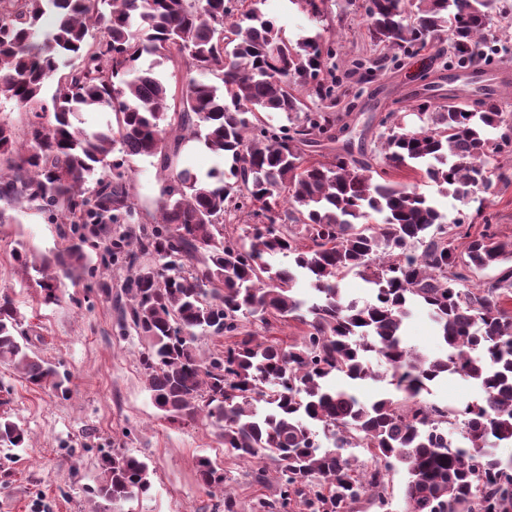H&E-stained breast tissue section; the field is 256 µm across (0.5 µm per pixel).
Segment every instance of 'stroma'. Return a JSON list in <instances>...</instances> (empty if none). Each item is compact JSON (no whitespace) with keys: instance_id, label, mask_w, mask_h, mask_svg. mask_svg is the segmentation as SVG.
Instances as JSON below:
<instances>
[{"instance_id":"obj_1","label":"stroma","mask_w":512,"mask_h":512,"mask_svg":"<svg viewBox=\"0 0 512 512\" xmlns=\"http://www.w3.org/2000/svg\"><path fill=\"white\" fill-rule=\"evenodd\" d=\"M259 8L291 40L324 27L334 33L337 55L325 68L346 92L337 110L350 115L352 152L373 149L379 133L375 116L405 111L407 129L415 130L421 125L410 110L415 100L425 96L442 103L448 96L452 60L428 55L433 83H418L412 59L371 42L356 0H328L324 24L308 18L293 0H261ZM365 66L374 67L372 78H363ZM131 166L139 206L146 219L156 218L161 198L156 161L137 157ZM421 190L448 221L480 209L492 215L499 237L512 242V183L494 182L488 193L464 201L440 194L431 183ZM6 214L8 223H0V295H8L24 316L35 351L69 372L70 383L63 396L0 365V387L9 391L6 409L30 435L26 448L0 447V512H92L87 490L100 456L112 450L144 459L155 471L151 492L131 502L132 512H212L215 499L196 477L202 456L223 468L226 488L238 498L241 512H251L257 497H273L277 482L252 483L251 464L225 453L217 428L201 420L172 424L163 417L144 388L140 337L120 330L116 312L98 288L66 280L58 302L44 303L35 280L19 270L14 250L22 244L39 256L55 251L62 244L60 227L34 208H10Z\"/></svg>"}]
</instances>
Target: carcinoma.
<instances>
[{"label": "carcinoma", "instance_id": "1", "mask_svg": "<svg viewBox=\"0 0 512 512\" xmlns=\"http://www.w3.org/2000/svg\"><path fill=\"white\" fill-rule=\"evenodd\" d=\"M260 2L0 0V98L29 114L22 138L0 120V201L68 225L53 256L36 264L23 247L15 260L55 301L57 277L94 275L87 236L102 246V265L122 259L124 293L99 288L121 329L143 340L145 388L165 419H205L225 452L274 464L278 494L258 499L253 512L293 504L359 512L366 497L382 507L398 465L406 512H512V456L495 452L512 447V243L488 223L476 234L461 219L445 224L418 185L380 166L468 199L491 187L489 159L512 147V123L494 99L452 94L415 104V131L389 113L369 154H325L351 128L324 75L336 47L321 32L291 41ZM294 2L325 15L327 0ZM49 14L56 24L46 30ZM497 17L508 19L498 0H376L366 22L376 44L409 56L431 45L464 67L486 59L476 48ZM145 56L152 62L138 67ZM166 61L183 68L178 94L155 71ZM313 98L327 109L311 108ZM97 108L114 120L90 133L74 126L72 117ZM187 136L224 168H178ZM138 156L167 173L150 227L132 192ZM242 219L245 228L227 230ZM278 255L291 265H273ZM494 267V281L470 287L469 273ZM352 271L371 285L362 306L342 294ZM299 273L316 302L294 295ZM415 304L435 323L444 355L407 344ZM274 320L298 323L299 338L287 345L245 329L258 322L268 332ZM204 336L227 338L224 350L201 356ZM0 362L35 387L68 391V374L32 349L6 295ZM448 375L477 382L483 399L454 410L427 402L429 384ZM368 380L392 392L365 402L357 386ZM28 441L27 429L0 413V444ZM350 448L370 453L374 467L358 470ZM153 475L144 460L114 450L101 458L91 500L124 512ZM197 478L208 495L221 494L224 512H240L224 469L203 457Z\"/></svg>", "mask_w": 512, "mask_h": 512}]
</instances>
